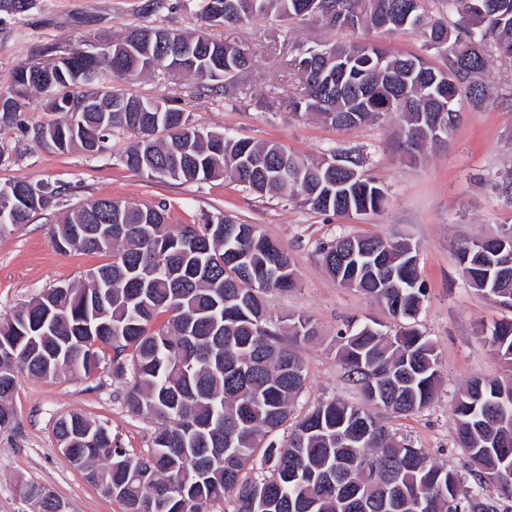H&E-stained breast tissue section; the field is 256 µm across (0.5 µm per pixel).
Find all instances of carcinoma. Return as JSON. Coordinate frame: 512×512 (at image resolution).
Wrapping results in <instances>:
<instances>
[{"label": "carcinoma", "instance_id": "1", "mask_svg": "<svg viewBox=\"0 0 512 512\" xmlns=\"http://www.w3.org/2000/svg\"><path fill=\"white\" fill-rule=\"evenodd\" d=\"M307 0H204L209 23L243 25L257 18L284 22L314 19ZM354 17L352 30L403 32L421 42L423 54L382 52L374 41L324 43L313 65L298 46L288 68L300 76L298 91L282 99L293 113L316 112L333 126L354 128L387 114L399 116L411 157L437 144L431 124L456 125L455 102L474 105L490 97L475 84L495 55L512 61V0H334ZM142 26L112 42V57L70 53L45 64L21 62L27 72L20 99L43 100L83 80L97 66L112 77L164 68L181 77L233 83L252 67L251 52L205 33L179 34L199 61L182 71L163 49L141 38ZM443 59V67L429 57ZM97 112L61 106L58 151L102 148L112 137L132 141L121 156L127 169L171 180L229 179L259 196L278 194L311 210L350 217L376 214L387 201L379 182L290 153L275 142H254L195 124L184 110L112 93ZM31 193L28 182L0 184V235L29 222L59 195L47 183ZM60 250L107 254L111 261L79 281L44 292L0 322V433L12 431L9 404L19 376L43 380L88 379L100 355L112 350V376L124 380L128 408L155 424L151 445L137 454L112 437L103 421L81 413L59 418V448L69 443L86 478L122 512H413L425 501L431 512H501L492 484L512 498V374L468 381L453 406L459 447L476 466L477 490L461 495L462 474L425 452L397 443L369 411L383 407L407 415L428 406L441 381L434 344L407 321L415 318L425 284L407 239L346 235L320 247L327 272L345 288L381 301L397 330L376 322L348 323L338 332L337 356L358 386L364 404L321 401L298 420L292 404L305 388V369L268 314L266 297L295 286L288 253L257 225L218 216L204 224L167 222L166 205L130 204L110 197L63 214L52 229ZM490 251L475 242L459 250L463 278L483 296L512 307V266L493 268ZM288 333L316 335L310 319H291ZM480 335L512 367V321ZM288 439L276 438L282 428ZM35 512H57L48 489L21 485Z\"/></svg>", "mask_w": 512, "mask_h": 512}]
</instances>
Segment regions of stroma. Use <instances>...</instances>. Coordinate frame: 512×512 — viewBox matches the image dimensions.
<instances>
[{
    "label": "stroma",
    "instance_id": "1",
    "mask_svg": "<svg viewBox=\"0 0 512 512\" xmlns=\"http://www.w3.org/2000/svg\"><path fill=\"white\" fill-rule=\"evenodd\" d=\"M27 11L0 0V91L8 90L12 72L23 61L45 62L103 39H116L136 25L156 23L245 46L253 66L245 80L252 95L240 98L234 86L217 84L201 90L196 80L158 69L119 85L129 96L171 101L189 112L196 124L257 142L272 141L315 160L342 149L362 152L363 171L385 186L388 203L376 215L351 218L323 215L299 202L259 197L226 179L199 183L138 175L121 162L127 139H113L106 150L87 155L60 152L36 136L39 126L58 120L42 98L25 100L18 126L0 132L7 152L0 161V183L26 180L62 187V194L28 224L0 236V321L63 280L79 279L106 264L107 255L59 251L50 230L66 210L90 199L112 197L135 203H166L168 222L201 224L224 214L256 224L285 248L297 280L293 290L267 298L273 319L292 314L309 317L316 334L294 341L307 373L306 388L293 414L300 417L319 401L341 399L362 403L359 389L348 381L337 356V333L347 322L395 321L378 301L341 287L323 266L320 247L342 235L389 237L416 243L427 295L413 322L434 343L441 360L442 381L434 401L424 409L399 416L376 407L373 415L401 442L422 449L430 459L468 472V456L457 446L452 408L458 391L473 378L507 374L505 363L484 343L478 330L512 319V308L484 298L468 286L457 250L466 241L490 237L512 226V196L498 188L512 174V63L490 57L483 80L493 95L482 106L459 101L462 119L445 142L426 148L410 160L402 145L399 121L388 115L352 129L332 126L316 114L296 115L287 107L271 111V90L295 91L298 75L288 71L292 45L313 46L349 39L344 30L320 22L303 24L258 20L239 27L205 26L202 0H168V9L145 12L147 0H30ZM123 383L108 365L83 380L21 377L12 403L14 430L0 433V512H34L17 493L21 482L48 489L68 512H121L84 474L62 456L54 425L73 412L107 422L129 450L149 446L153 425L130 413L122 399Z\"/></svg>",
    "mask_w": 512,
    "mask_h": 512
}]
</instances>
